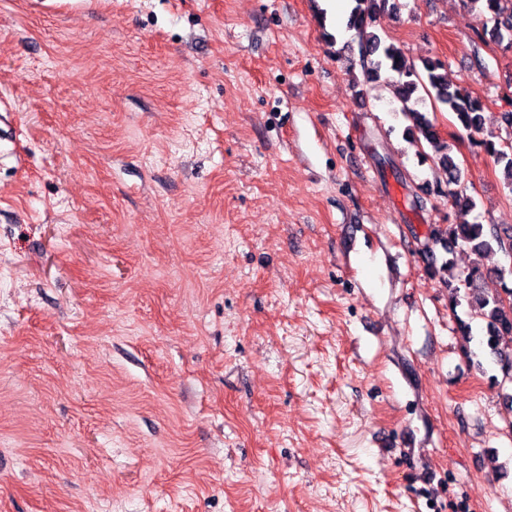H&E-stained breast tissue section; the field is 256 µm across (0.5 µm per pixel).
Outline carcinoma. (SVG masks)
<instances>
[{"label":"carcinoma","mask_w":512,"mask_h":512,"mask_svg":"<svg viewBox=\"0 0 512 512\" xmlns=\"http://www.w3.org/2000/svg\"><path fill=\"white\" fill-rule=\"evenodd\" d=\"M470 4L479 6L481 13L489 15L488 21L493 23L489 33L493 40L501 41L506 37L512 40V0H470ZM395 7L392 0H354L347 27L357 34L364 79L373 82L385 78L394 87L400 111L412 120V125L406 128L407 136L426 141L439 153L435 164L445 175L448 198L466 215L477 208V201L467 194L462 171L451 147L440 143L436 126L424 107L426 98H433L452 113L459 126L472 136L483 131V104L468 90L448 81L440 60L427 58L418 68L407 60L399 47L381 38L374 29L377 15ZM480 144L496 163L503 165L505 178L512 187V145L506 147L488 139L480 141ZM430 239L445 243L450 255L461 248L473 256L469 271L464 275L454 272L451 258L438 267L436 259L430 257L428 264L433 273L440 268L448 272L445 285L449 306L455 309L466 305L464 317H456L457 332L464 343L468 344L474 338V320L486 323V335L480 339V350L467 349L466 355L472 359L481 355L490 357L500 366L504 378L512 383V268L506 270L484 264L486 256L512 248V225L487 226L463 219L432 229ZM489 279L499 283V287L494 290L485 287Z\"/></svg>","instance_id":"1"}]
</instances>
